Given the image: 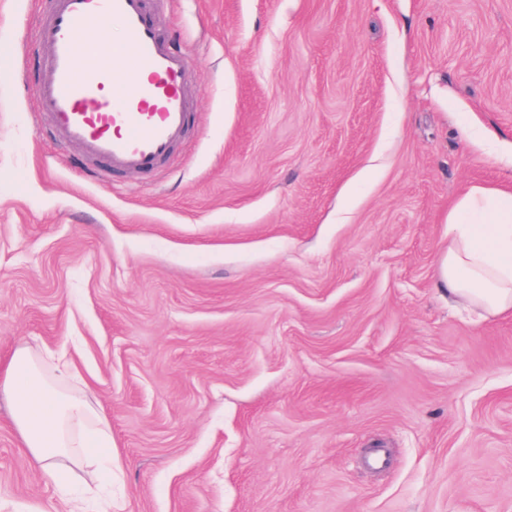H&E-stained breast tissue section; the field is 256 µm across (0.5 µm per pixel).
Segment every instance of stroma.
Segmentation results:
<instances>
[{
  "instance_id": "stroma-1",
  "label": "stroma",
  "mask_w": 512,
  "mask_h": 512,
  "mask_svg": "<svg viewBox=\"0 0 512 512\" xmlns=\"http://www.w3.org/2000/svg\"><path fill=\"white\" fill-rule=\"evenodd\" d=\"M41 5L0 0V355H67L106 414L73 488L512 512V311L434 286L457 196L512 187V0H165L196 121L114 175L37 132ZM0 512H65L1 394Z\"/></svg>"
}]
</instances>
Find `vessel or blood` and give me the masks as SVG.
I'll return each instance as SVG.
<instances>
[{
  "label": "vessel or blood",
  "mask_w": 512,
  "mask_h": 512,
  "mask_svg": "<svg viewBox=\"0 0 512 512\" xmlns=\"http://www.w3.org/2000/svg\"><path fill=\"white\" fill-rule=\"evenodd\" d=\"M119 22L120 45L82 51L78 33ZM36 49L50 77L36 89L49 133L112 172L165 161L194 121L197 75L146 11L145 0H49ZM129 75L125 91L112 87Z\"/></svg>",
  "instance_id": "obj_1"
}]
</instances>
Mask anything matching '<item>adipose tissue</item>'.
Here are the masks:
<instances>
[{
	"instance_id": "adipose-tissue-1",
	"label": "adipose tissue",
	"mask_w": 512,
	"mask_h": 512,
	"mask_svg": "<svg viewBox=\"0 0 512 512\" xmlns=\"http://www.w3.org/2000/svg\"><path fill=\"white\" fill-rule=\"evenodd\" d=\"M448 243L434 269L436 288L488 316L512 311V192L473 186L448 210ZM44 374L26 348L0 359V393L11 403L21 446L68 512H86L63 475L112 459V428L88 391L69 388L73 364L58 358Z\"/></svg>"
}]
</instances>
